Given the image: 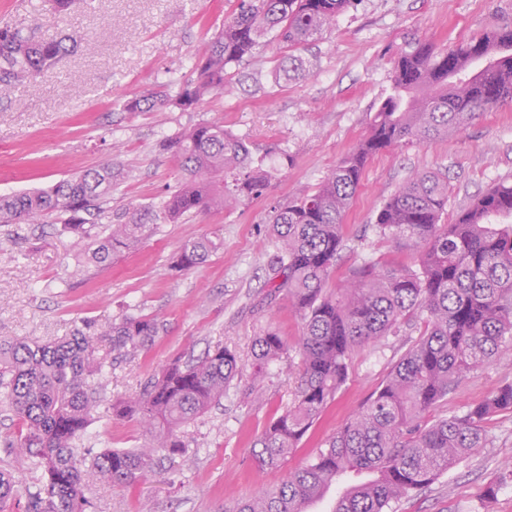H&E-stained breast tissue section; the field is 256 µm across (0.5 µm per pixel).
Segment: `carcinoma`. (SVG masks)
Here are the masks:
<instances>
[{"mask_svg":"<svg viewBox=\"0 0 512 512\" xmlns=\"http://www.w3.org/2000/svg\"><path fill=\"white\" fill-rule=\"evenodd\" d=\"M353 0H238L234 17L193 64L196 79L176 95L164 86L128 100L127 112L172 106L192 111L224 93L227 67L252 56L272 35L293 49L279 67L286 81L310 73L296 51L336 25ZM74 0H47L24 28L0 27V97L18 83L55 69L69 49H92L75 30L60 41L39 36L47 18L67 15ZM512 103V27L495 28L450 51L415 40L396 54L391 89L367 135L311 193L275 210L272 230L279 251L271 262L273 292L288 295L303 320L294 400L253 444L262 469L280 467L322 417L349 377L354 351L397 334L425 315V330L400 357L363 408L274 488L239 503L235 512H306L305 504L344 480L333 512H396L404 498L429 488L462 454L487 445L486 420L512 413V384L462 415L425 419L448 399L455 383L493 362L512 343V185L481 195L450 223L448 178L411 177L375 216L383 234L404 237L417 250L410 269L378 262L355 269L330 292L326 282L344 249V216L375 153L405 141L430 143L461 131L486 112ZM179 159L182 179L158 205L133 209L112 221V185L123 174L109 164L89 168L46 188L0 196V224L54 217L73 238L82 269H103L112 255L135 250L148 225L144 217L174 223L242 198L262 194L269 172L253 165L249 144L224 126L202 122L164 143ZM218 244L201 237L185 244L177 263L194 268ZM158 323L145 316L108 322L93 333L76 330L43 345L0 337V395L18 420L11 446L33 459L42 477L25 491V512H89L84 488L97 476L132 486L156 465L157 453L182 455L178 430L224 396L238 377L237 354L225 347L167 365L138 395L112 405L113 415L144 423L153 443L88 457L76 452L98 404L99 376L112 355L146 349ZM288 355L273 328L251 347L254 379ZM19 483L0 471V512L18 500Z\"/></svg>","mask_w":512,"mask_h":512,"instance_id":"1","label":"carcinoma"}]
</instances>
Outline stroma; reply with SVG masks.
<instances>
[{
	"label": "stroma",
	"mask_w": 512,
	"mask_h": 512,
	"mask_svg": "<svg viewBox=\"0 0 512 512\" xmlns=\"http://www.w3.org/2000/svg\"><path fill=\"white\" fill-rule=\"evenodd\" d=\"M236 7L237 0H76L41 36L51 41L78 29L90 36L92 50L64 55L52 73L0 99V195L46 187L108 163L126 175L112 190L113 212L150 205L182 177L163 141L201 122L245 139L254 163L272 174L262 196L151 225L138 251L116 254L111 268L88 280L74 276L72 240L58 225H0V336L47 343L127 317L146 315L159 324L147 349L106 369L84 447L99 452L144 445L149 436L143 425L114 418L111 405L138 394L174 360L223 345L242 363L219 405L183 428L185 456L161 459L155 472L129 488L90 478L85 495L93 512H225L278 485L355 415L420 338L423 317L402 325L399 335L355 351L347 383L285 466L256 469L253 441L291 403L298 374L283 361L264 382H255L251 345L272 327L296 347L303 327L286 294H272L268 284L278 250L274 209L318 186L366 135L406 40L446 51L512 26V0H356L334 29L303 51L309 76L279 81L287 50L269 39L251 58L230 66L231 91L207 97L197 109L125 111L126 101L146 89L194 79L191 59L205 51ZM425 172L448 178V224L493 186L512 184V104L430 144L405 142L374 155L345 219V248L328 288L342 287L350 270L368 261L413 266L408 241L380 234L374 220L399 186ZM203 236L216 240L218 250L201 266H176L183 245ZM511 383L512 355H505L461 379L429 417L464 414ZM252 384L260 402L242 398ZM15 428L12 408L0 400V468L26 486L35 470L30 457L8 448ZM486 432L487 447L466 455L429 489L402 499L398 512H512V415H493ZM491 482L498 491L489 498Z\"/></svg>",
	"instance_id": "obj_1"
}]
</instances>
